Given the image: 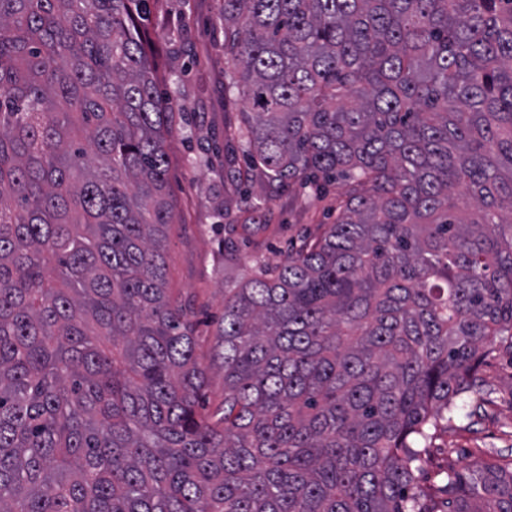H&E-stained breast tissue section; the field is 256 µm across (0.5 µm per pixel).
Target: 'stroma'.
<instances>
[{"label": "stroma", "instance_id": "obj_1", "mask_svg": "<svg viewBox=\"0 0 512 512\" xmlns=\"http://www.w3.org/2000/svg\"><path fill=\"white\" fill-rule=\"evenodd\" d=\"M220 9L221 0H155L149 26L157 77L166 83L175 112L167 142V186L177 212L168 244V286L192 306L211 409L224 398V374L211 361L210 348L224 312V281L235 275L218 257L223 237L213 225L250 219L261 248L241 247L240 267L250 266L257 253L276 263L284 258L289 237L333 222L336 198L332 190L321 198L308 188L273 191L262 169H250L240 145L225 141V128L242 125L248 107L227 88L230 65ZM245 170L252 173L247 204L237 179ZM489 372L496 392L476 431L467 430L463 416L440 429L426 470L449 462L478 470L488 450L512 448V363L496 362Z\"/></svg>", "mask_w": 512, "mask_h": 512}]
</instances>
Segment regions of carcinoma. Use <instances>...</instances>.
I'll return each instance as SVG.
<instances>
[{
  "instance_id": "carcinoma-1",
  "label": "carcinoma",
  "mask_w": 512,
  "mask_h": 512,
  "mask_svg": "<svg viewBox=\"0 0 512 512\" xmlns=\"http://www.w3.org/2000/svg\"><path fill=\"white\" fill-rule=\"evenodd\" d=\"M150 2L0 0V512H512V454L416 476L512 362V0H223L229 139L341 191L224 287L213 411Z\"/></svg>"
}]
</instances>
